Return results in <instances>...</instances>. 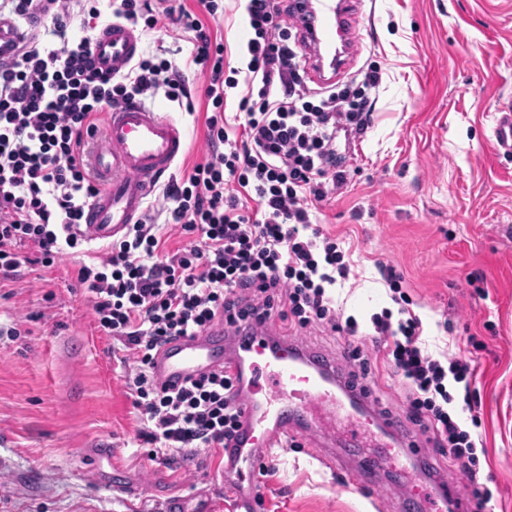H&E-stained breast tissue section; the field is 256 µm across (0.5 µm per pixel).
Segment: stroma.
<instances>
[{"label":"stroma","instance_id":"35a3bbf8","mask_svg":"<svg viewBox=\"0 0 512 512\" xmlns=\"http://www.w3.org/2000/svg\"><path fill=\"white\" fill-rule=\"evenodd\" d=\"M223 4L224 55L242 70L245 0ZM351 22L359 51L347 72L375 67L381 84L370 128L347 148L350 183L319 206L323 232L354 262L336 302L368 324L392 305L377 270L391 263L429 350L473 356L487 450L473 481L445 463L423 475L429 450L405 419L403 388L376 359L366 383L396 423L390 441L419 446L395 463L416 472L422 497L464 500L477 485L491 492L495 512H512V154L492 145L495 116L512 104V0H354ZM192 49L167 18L142 31L141 54L183 63ZM189 79L191 105L145 99L184 133L177 178L209 151L204 79ZM78 266L74 255L25 264L0 289V324L20 331L0 336V512H165L176 499L194 512H233L221 454L156 462L141 451L128 368L95 328ZM102 448L113 449L111 460L99 458ZM265 465L256 512H398L405 494L385 481L352 482L306 439L272 449Z\"/></svg>","mask_w":512,"mask_h":512}]
</instances>
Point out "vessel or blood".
<instances>
[{"label":"vessel or blood","mask_w":512,"mask_h":512,"mask_svg":"<svg viewBox=\"0 0 512 512\" xmlns=\"http://www.w3.org/2000/svg\"><path fill=\"white\" fill-rule=\"evenodd\" d=\"M348 0H300V16L312 54L305 76L316 86L340 79L358 45L348 30ZM142 36L115 22L94 38L92 56L103 71L122 74L138 55ZM493 147L512 153V107L503 106L493 127ZM186 142L177 124L159 109L137 102L107 109L88 153L100 175L99 193L86 209L82 230L93 241L122 237L140 219L147 196L184 154ZM228 371L236 381L240 428L224 453V487L241 512L254 502L252 478L269 449L310 436L311 413L320 411L336 385V365L316 358L293 337L253 325L245 336H228L223 324L163 345L155 356L154 375L163 384L184 383L200 373ZM334 466L372 484L380 464L361 467L331 457Z\"/></svg>","instance_id":"1"}]
</instances>
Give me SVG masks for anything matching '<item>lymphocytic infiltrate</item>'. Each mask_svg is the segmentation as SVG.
Returning <instances> with one entry per match:
<instances>
[{"instance_id": "f902f5d3", "label": "lymphocytic infiltrate", "mask_w": 512, "mask_h": 512, "mask_svg": "<svg viewBox=\"0 0 512 512\" xmlns=\"http://www.w3.org/2000/svg\"><path fill=\"white\" fill-rule=\"evenodd\" d=\"M197 4L198 11L182 7L173 19L192 35L188 65L142 56L111 76L91 59V32L101 17L96 0H0V17L15 28L41 19L34 35L0 44V280L15 275L25 246L34 251L31 264L45 267L68 253L85 254L76 282L99 332L120 341L133 361L128 385L144 424L138 438L153 461L173 451L224 449L239 427L226 373L176 389L157 382L154 356L164 344L220 319L238 331L250 320L276 318L297 334H360L332 293L349 280L351 264L322 232L317 213L351 178L336 140L369 128L376 106L369 91L381 76L371 68L340 90L309 88L293 4L247 0L253 35L247 76L237 82L226 74L224 42L212 29L224 14L220 0ZM190 66L205 78L208 158L164 185L165 223L148 213L106 253L86 248L80 227L99 183L84 163V131L95 129L108 107L157 93L172 103L191 99ZM240 85L242 119L233 126L224 113L227 92ZM170 224L197 243L167 251ZM378 270L393 306L372 315L370 337L405 388L407 418L420 427L434 460L476 479L477 441L450 410L459 390L468 411H477L475 361L428 353L402 274L384 263Z\"/></svg>"}]
</instances>
